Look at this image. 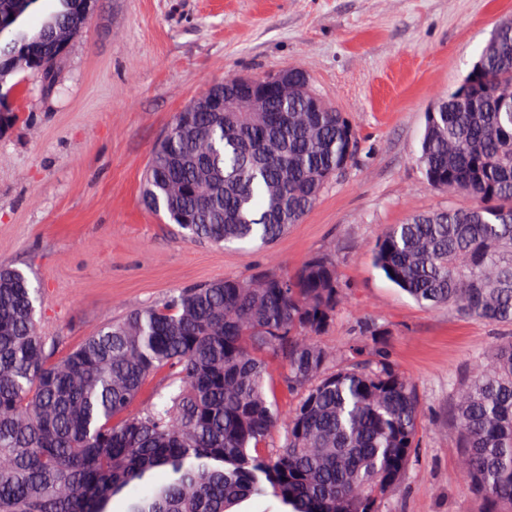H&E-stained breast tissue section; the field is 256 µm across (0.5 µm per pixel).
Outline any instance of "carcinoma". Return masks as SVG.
Returning <instances> with one entry per match:
<instances>
[{"mask_svg":"<svg viewBox=\"0 0 512 512\" xmlns=\"http://www.w3.org/2000/svg\"><path fill=\"white\" fill-rule=\"evenodd\" d=\"M36 2L0 0V115L12 122L7 78L28 71L53 89L42 61L84 28L83 0H57L37 31L19 29ZM288 73L249 95L229 77L208 86L213 107L176 112L144 205L214 245L270 246L300 223L357 139L305 70ZM420 164L432 187L472 204L389 226L375 267L425 308L512 326V19L427 114ZM344 300L336 259L321 253L287 273L176 289L58 357L36 319L39 289L1 266L0 512H110L126 490L127 512H235L269 495L290 512H382L415 455L421 402L373 322L330 367L320 337ZM272 355L300 394L282 427ZM161 371L170 392L133 410ZM451 418L481 512H512V336L457 386Z\"/></svg>","mask_w":512,"mask_h":512,"instance_id":"carcinoma-1","label":"carcinoma"}]
</instances>
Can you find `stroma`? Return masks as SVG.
Returning a JSON list of instances; mask_svg holds the SVG:
<instances>
[{
  "label": "stroma",
  "mask_w": 512,
  "mask_h": 512,
  "mask_svg": "<svg viewBox=\"0 0 512 512\" xmlns=\"http://www.w3.org/2000/svg\"><path fill=\"white\" fill-rule=\"evenodd\" d=\"M510 17L512 0H97L54 90L25 71L13 77L19 118L0 134V266L39 288L40 329L64 352L173 289L332 254L347 300L322 344L344 364L360 323L375 322L422 403L416 456L384 512H480L448 406L508 329L423 308L374 267L371 249L412 214L468 205L424 176L426 114ZM288 67L346 113L354 161L273 245L174 235L141 200L174 114L225 77Z\"/></svg>",
  "instance_id": "stroma-1"
}]
</instances>
